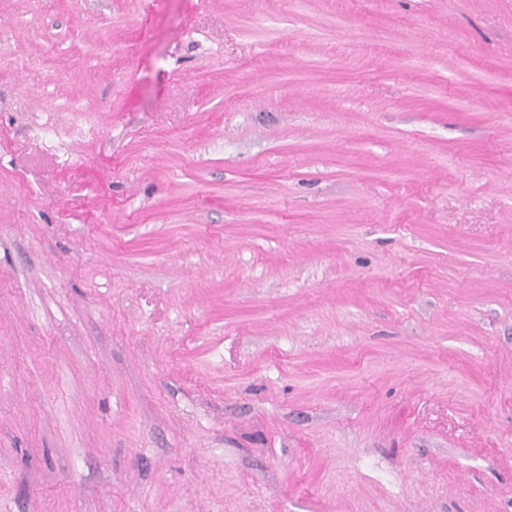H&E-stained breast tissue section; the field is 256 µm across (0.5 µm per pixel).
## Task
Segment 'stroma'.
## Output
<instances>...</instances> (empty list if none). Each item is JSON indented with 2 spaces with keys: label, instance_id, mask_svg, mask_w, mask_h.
<instances>
[{
  "label": "stroma",
  "instance_id": "1",
  "mask_svg": "<svg viewBox=\"0 0 512 512\" xmlns=\"http://www.w3.org/2000/svg\"><path fill=\"white\" fill-rule=\"evenodd\" d=\"M0 512H512V0H0Z\"/></svg>",
  "mask_w": 512,
  "mask_h": 512
}]
</instances>
